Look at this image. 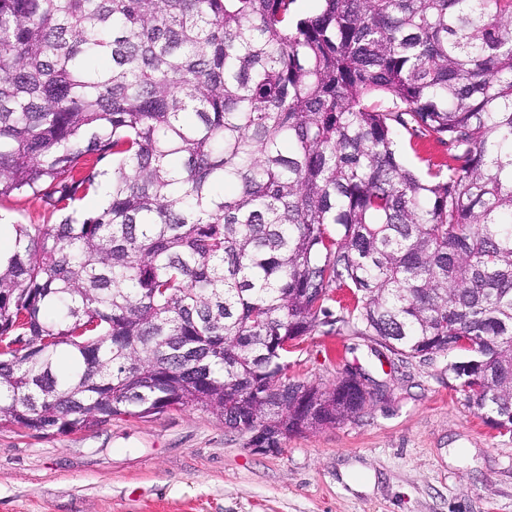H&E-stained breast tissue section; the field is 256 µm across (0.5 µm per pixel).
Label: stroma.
Wrapping results in <instances>:
<instances>
[{"instance_id": "1", "label": "stroma", "mask_w": 512, "mask_h": 512, "mask_svg": "<svg viewBox=\"0 0 512 512\" xmlns=\"http://www.w3.org/2000/svg\"><path fill=\"white\" fill-rule=\"evenodd\" d=\"M461 358L401 362L317 328L294 342L289 377L356 370L386 396L274 455L199 408L69 434L0 428V512H512V433L466 405L448 373Z\"/></svg>"}]
</instances>
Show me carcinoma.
<instances>
[{"label": "carcinoma", "instance_id": "1", "mask_svg": "<svg viewBox=\"0 0 512 512\" xmlns=\"http://www.w3.org/2000/svg\"><path fill=\"white\" fill-rule=\"evenodd\" d=\"M317 2L0 0V200L60 216L0 259V428L202 408L277 448L378 398L285 384L325 323L466 353L512 432V0ZM398 149L403 163L421 174L426 173L427 166L426 162L422 161L419 156L423 158H431L433 161H437L443 157H446L444 154L445 149L435 145H426L423 148L421 147L418 149V153L420 155L415 154L409 145V135H407L404 131L399 134Z\"/></svg>", "mask_w": 512, "mask_h": 512}]
</instances>
